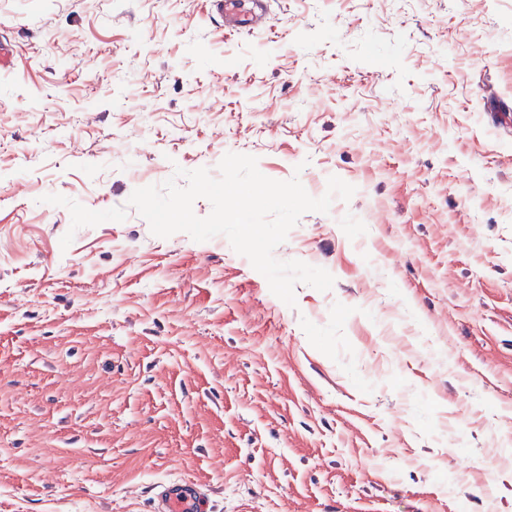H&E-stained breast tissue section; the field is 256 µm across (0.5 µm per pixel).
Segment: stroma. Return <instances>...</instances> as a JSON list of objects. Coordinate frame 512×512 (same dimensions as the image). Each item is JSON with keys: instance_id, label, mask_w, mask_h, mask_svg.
<instances>
[{"instance_id": "1", "label": "stroma", "mask_w": 512, "mask_h": 512, "mask_svg": "<svg viewBox=\"0 0 512 512\" xmlns=\"http://www.w3.org/2000/svg\"><path fill=\"white\" fill-rule=\"evenodd\" d=\"M0 512H512V0H0ZM229 153L274 251L129 206ZM264 0H253L248 11L244 10L241 0H214L215 12L224 19L227 28H240L256 23L265 9ZM156 502L158 512H207L209 506L203 489L185 479L157 486Z\"/></svg>"}]
</instances>
